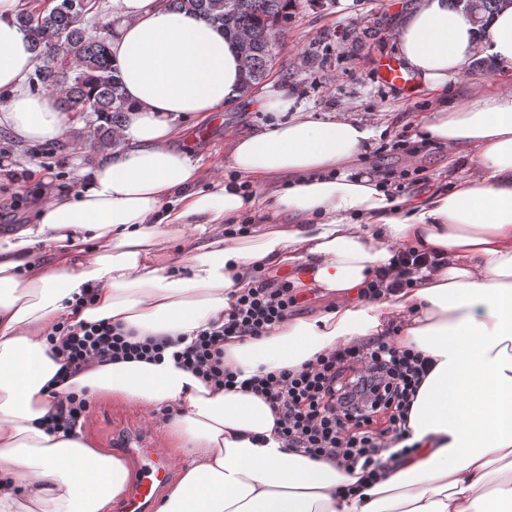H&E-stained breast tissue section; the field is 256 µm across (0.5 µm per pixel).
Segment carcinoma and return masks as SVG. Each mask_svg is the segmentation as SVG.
<instances>
[{
	"label": "carcinoma",
	"mask_w": 512,
	"mask_h": 512,
	"mask_svg": "<svg viewBox=\"0 0 512 512\" xmlns=\"http://www.w3.org/2000/svg\"><path fill=\"white\" fill-rule=\"evenodd\" d=\"M174 10L203 16L224 29L232 42L247 43L245 70L238 93L251 94L270 74L280 35L288 26L297 0H165ZM474 22L485 26L505 0H449ZM103 12V0H19L16 20L32 39L35 90L58 93L62 111L89 121L92 144L115 143L126 118L127 102L117 68L112 64L111 24L85 27L87 16Z\"/></svg>",
	"instance_id": "obj_1"
}]
</instances>
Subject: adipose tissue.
<instances>
[{"mask_svg": "<svg viewBox=\"0 0 512 512\" xmlns=\"http://www.w3.org/2000/svg\"><path fill=\"white\" fill-rule=\"evenodd\" d=\"M18 0H0V126L25 142L61 140L69 114L27 91L35 67ZM110 43L129 103L124 144L86 169L76 189L57 188L36 219L0 239V512H110L131 470L84 436L50 435L49 383L64 359L49 343L61 320L109 319L140 336H185L223 323L262 263L330 297L314 318H291L268 335L224 344L226 368L245 376L299 369L321 352L392 337L433 361L409 414L418 453L389 466L355 495L356 476L335 459L284 448L261 397L214 389L161 363L94 364L73 390L134 404L173 403L167 427L191 466L156 512H512V92L494 89L428 114L429 137L449 160L474 161L454 189L432 184L390 198L362 172L374 130L346 118L316 121L292 99L264 100L288 118L271 130L231 135L239 172L200 188L205 164L175 142L238 89L242 61L224 33L161 0H112ZM399 54L435 93L479 56L512 70V5L480 28L448 0H419L398 35ZM249 185H242V178ZM257 222L229 243L225 224ZM195 231L179 260L161 240ZM439 263L414 287L368 301L358 291L393 275L395 247ZM184 275L170 274L172 263ZM91 290L75 309L73 295Z\"/></svg>", "mask_w": 512, "mask_h": 512, "instance_id": "1", "label": "adipose tissue"}]
</instances>
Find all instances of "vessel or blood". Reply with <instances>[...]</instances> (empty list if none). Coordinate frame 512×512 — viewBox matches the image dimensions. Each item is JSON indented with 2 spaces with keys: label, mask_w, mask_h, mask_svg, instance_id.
<instances>
[{
  "label": "vessel or blood",
  "mask_w": 512,
  "mask_h": 512,
  "mask_svg": "<svg viewBox=\"0 0 512 512\" xmlns=\"http://www.w3.org/2000/svg\"><path fill=\"white\" fill-rule=\"evenodd\" d=\"M378 77L391 86L411 79L406 68L393 57L380 65ZM116 445L136 460L139 471L136 481L119 504L120 512H150L159 490L173 477L174 466L169 455L156 448L154 441L138 430L123 434Z\"/></svg>",
  "instance_id": "b4317fda"
}]
</instances>
